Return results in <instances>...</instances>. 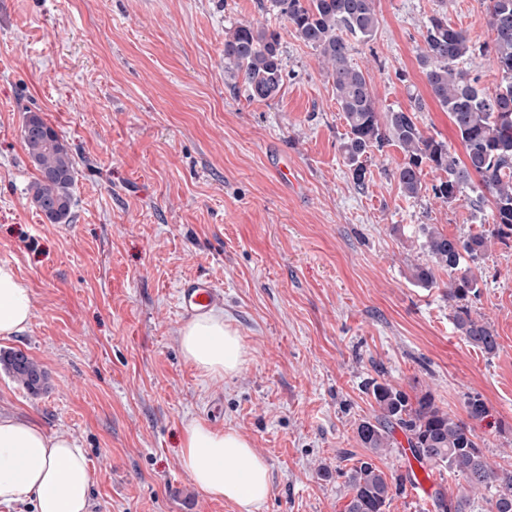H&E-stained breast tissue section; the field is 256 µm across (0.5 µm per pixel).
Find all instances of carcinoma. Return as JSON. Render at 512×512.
<instances>
[{
    "instance_id": "1",
    "label": "carcinoma",
    "mask_w": 512,
    "mask_h": 512,
    "mask_svg": "<svg viewBox=\"0 0 512 512\" xmlns=\"http://www.w3.org/2000/svg\"><path fill=\"white\" fill-rule=\"evenodd\" d=\"M375 0H271L294 35L317 50L332 78L336 102L348 125L344 155L357 186L365 185L363 159L388 143L398 146L404 162L396 178L402 192L416 197L423 189L424 168L440 173L432 185L444 202L456 200L479 178L482 189L474 201L491 203L492 229L468 238H450L435 227H423L431 264L416 267L413 277L423 285L435 282L434 270L448 272V300L457 304L455 325L469 345L487 354L499 348L498 336L480 319L471 317L465 302L479 292L475 270L488 248L489 238L512 239V0H489L488 23L495 34L494 60L504 85L492 95L460 67L474 49L467 33L448 24L436 13L423 33L424 47L417 61L434 100L449 113L465 149L461 159L448 144L419 129L416 113L424 108L414 100L408 111L377 112L376 100L364 73L352 65L346 35L365 41L378 25ZM281 33L267 25L240 24L224 37V67L243 74L248 97L265 101L275 98L283 85L280 55ZM22 138L30 162L39 177L29 186L32 206L51 224H66L72 214L71 187L75 163L67 141L36 113H28ZM10 374L33 394L46 384L40 367L21 351L0 357ZM377 409L357 426L362 447L380 455L396 447L399 428L405 434L414 458L429 470L446 469L460 476L471 488L492 490L488 512H512V467L488 464L474 428L436 404L425 393L410 397L386 383L369 384ZM468 416L482 421L489 409L478 395L465 400ZM352 493L347 512H385L390 491L403 489L404 478L390 485L372 460H362L347 475ZM436 512H471L469 495L435 493Z\"/></svg>"
}]
</instances>
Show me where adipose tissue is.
Masks as SVG:
<instances>
[{
	"instance_id": "ef3b65f1",
	"label": "adipose tissue",
	"mask_w": 512,
	"mask_h": 512,
	"mask_svg": "<svg viewBox=\"0 0 512 512\" xmlns=\"http://www.w3.org/2000/svg\"><path fill=\"white\" fill-rule=\"evenodd\" d=\"M33 313L31 293L13 269L0 265V338L23 331ZM186 360L217 376L235 373L244 350L220 312L191 320L181 332ZM182 464L205 494L258 512L271 481L268 466L250 442L233 430L201 421L185 426ZM92 476L83 449L52 437L26 419L0 417V505L32 497L35 512H88Z\"/></svg>"
}]
</instances>
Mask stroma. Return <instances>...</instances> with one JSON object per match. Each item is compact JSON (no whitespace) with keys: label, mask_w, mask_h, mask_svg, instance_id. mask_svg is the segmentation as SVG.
<instances>
[{"label":"stroma","mask_w":512,"mask_h":512,"mask_svg":"<svg viewBox=\"0 0 512 512\" xmlns=\"http://www.w3.org/2000/svg\"><path fill=\"white\" fill-rule=\"evenodd\" d=\"M378 27L350 41L379 112L409 109L424 134L464 148L417 61L428 18L443 12L476 51L463 67L495 92L487 0H375ZM264 23L282 32L284 84L271 101L247 96L224 69V33ZM259 0H0V264L29 288L24 331L0 338L47 375L31 394L0 366V414L31 419L85 451L89 512H241L194 484L181 462L192 420L232 429L271 472L259 512H345L347 475L371 458L407 476L402 431L369 456L356 428L376 408L370 379L431 393L474 422L487 461L512 465V241H491L480 292L469 302L499 343L489 356L465 343L446 295L413 277L429 261L423 225L451 237L489 227L476 191L418 196L394 176L395 145L371 153L357 187L342 153L348 127L318 52ZM67 140L77 169L72 217L51 224L32 208L37 172L22 139L27 111ZM287 157L294 183L276 176ZM224 291V322L244 361L204 374L181 353L186 322L176 289L194 276ZM430 492L405 488L385 512H435Z\"/></svg>","instance_id":"1"}]
</instances>
